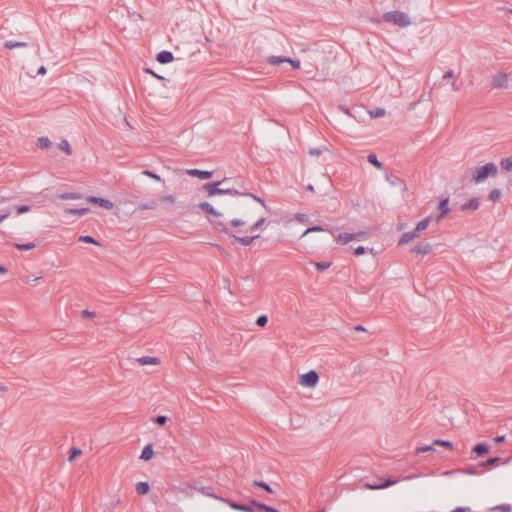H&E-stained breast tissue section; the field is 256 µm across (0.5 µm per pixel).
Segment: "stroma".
Here are the masks:
<instances>
[{"instance_id": "stroma-1", "label": "stroma", "mask_w": 512, "mask_h": 512, "mask_svg": "<svg viewBox=\"0 0 512 512\" xmlns=\"http://www.w3.org/2000/svg\"><path fill=\"white\" fill-rule=\"evenodd\" d=\"M505 466L512 0H0V512Z\"/></svg>"}]
</instances>
